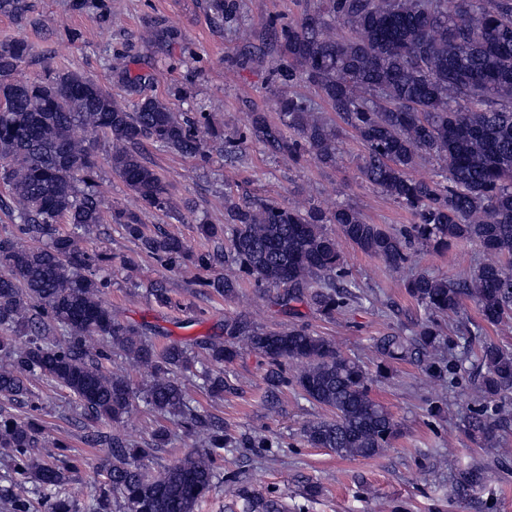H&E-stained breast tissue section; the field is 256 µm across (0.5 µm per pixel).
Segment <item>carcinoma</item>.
<instances>
[{
    "mask_svg": "<svg viewBox=\"0 0 512 512\" xmlns=\"http://www.w3.org/2000/svg\"><path fill=\"white\" fill-rule=\"evenodd\" d=\"M209 6L224 22L237 20L238 0H209ZM29 10V0H0V14L21 19ZM338 28L349 35L337 34ZM278 40L288 76L315 86L357 135L365 151L362 179L412 211L417 222L390 231L367 223L351 206L327 213L270 200L240 203L230 196L224 223L199 225L209 239L224 236L229 225L228 272L202 285L231 299L243 273L260 289H279L273 304L283 316L295 319L306 305L331 319L358 295L326 225H337L358 249L397 272L419 247L474 243L498 260L466 278L406 279L408 294L428 317L411 339L391 333L374 343L384 363L413 360L438 377L453 371L458 343L442 338L436 318L458 321L471 301L485 322H512V0H320L317 12L282 26ZM31 52L25 40L0 44V180L15 202L18 235L48 243L30 248L17 235L0 239V397L25 402L36 376L67 389L90 419L118 422L136 393L127 377L105 367L116 347L150 378L141 396L145 406L204 444L151 475L144 462L171 442L168 426H158L143 441L97 432L95 442L108 456L92 512H112L114 506L122 512H196L224 486L243 501V512H288L280 498L251 490L240 473L219 477L217 460L227 447L251 452L268 447L269 440L235 437L223 421L197 409L175 378L192 370L195 347L209 363L201 377L213 396L232 388L224 365L249 351L265 360L262 403L268 412L280 411L290 386L328 409L330 416L303 425L307 445L348 457L391 447L399 424L372 398V374L304 325L265 331L235 317L224 321L222 339L202 336L158 350L140 328L112 314L102 300L108 282L96 274L105 257L56 230L64 221L87 234L104 220L99 197L79 187L93 181L98 158L93 143L76 138V130L111 141L112 171L139 201L135 209L112 212V223L170 267L195 270L196 280L215 256L193 255L175 238L144 232L148 215L168 210L171 200L144 161L142 145L151 141L203 158V142L194 123L156 97L124 104L106 82L79 73L15 81ZM279 112L281 127L252 113L250 139L295 162L311 153L321 164L336 166V128L315 108L282 96ZM426 160L445 163L444 180L411 175ZM474 362L479 405L464 417L465 429L471 439L490 444L512 426V351L480 342ZM294 365L298 370L288 374ZM41 447L37 418L0 413V450L13 472L0 486L5 512H38L35 503L44 495L51 512H77L68 445L53 443L38 462L31 451ZM485 478L484 467L473 464L458 472L454 491L465 499Z\"/></svg>",
    "mask_w": 512,
    "mask_h": 512,
    "instance_id": "obj_1",
    "label": "carcinoma"
}]
</instances>
